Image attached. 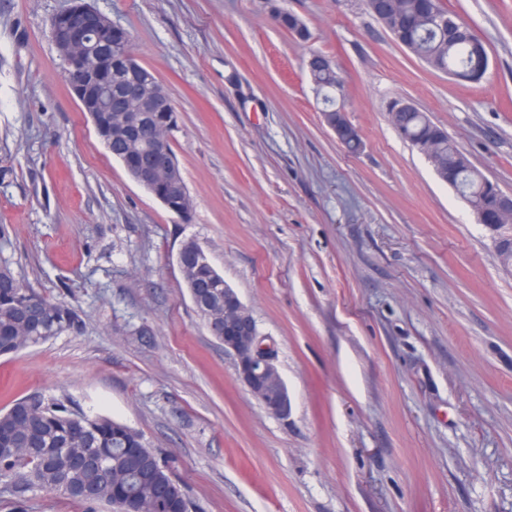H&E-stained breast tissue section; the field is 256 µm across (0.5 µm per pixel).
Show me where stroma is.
I'll return each instance as SVG.
<instances>
[{
	"mask_svg": "<svg viewBox=\"0 0 512 512\" xmlns=\"http://www.w3.org/2000/svg\"><path fill=\"white\" fill-rule=\"evenodd\" d=\"M485 43L462 86L364 0H91L178 113L185 224L81 112L49 20L70 0H0V257L77 307L80 333L0 357V410L41 395L143 433L191 512H512V275L488 232L402 140L412 102L512 192V0H445ZM334 57L349 153L322 117L311 53ZM202 248L251 310L292 401L236 375L176 256ZM0 512H110L38 491Z\"/></svg>",
	"mask_w": 512,
	"mask_h": 512,
	"instance_id": "stroma-1",
	"label": "stroma"
}]
</instances>
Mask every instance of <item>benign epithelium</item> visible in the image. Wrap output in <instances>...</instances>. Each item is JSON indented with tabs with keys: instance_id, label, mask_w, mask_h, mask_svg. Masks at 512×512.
<instances>
[{
	"instance_id": "benign-epithelium-1",
	"label": "benign epithelium",
	"mask_w": 512,
	"mask_h": 512,
	"mask_svg": "<svg viewBox=\"0 0 512 512\" xmlns=\"http://www.w3.org/2000/svg\"><path fill=\"white\" fill-rule=\"evenodd\" d=\"M121 26L92 7L88 0H72L66 10L56 14L51 31L53 43L64 64L66 80L75 94L79 108L99 129L104 112H141L145 96L144 69L127 46V39L112 41ZM118 59L129 75L124 103L112 105V62ZM156 93L155 106L165 110L172 105L159 77L149 78ZM338 142L359 141L361 135L351 122L330 127ZM171 157L156 149L151 165L134 173L133 179L144 187L165 177ZM491 202L477 212V220L490 233L493 250L501 269L512 274V193L496 184L488 185ZM235 359L239 380L266 411L286 419L292 403L288 387L278 366L274 347L266 342L248 307L233 288L224 286V331L212 330Z\"/></svg>"
}]
</instances>
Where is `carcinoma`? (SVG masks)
<instances>
[{
	"label": "carcinoma",
	"mask_w": 512,
	"mask_h": 512,
	"mask_svg": "<svg viewBox=\"0 0 512 512\" xmlns=\"http://www.w3.org/2000/svg\"><path fill=\"white\" fill-rule=\"evenodd\" d=\"M448 13L444 0L427 5L425 0H378L369 11L378 22L407 44L413 54L430 67L452 73L459 81L478 83L487 70L485 45L460 18L452 29L429 23L426 8ZM316 87L329 104L328 118H336L333 90L336 68L310 72ZM388 116L399 135L414 145L428 140L437 128L419 109L389 110ZM146 129L139 136L112 141V155L127 164H150L154 149H171L170 127L177 125L176 112H144ZM436 157L451 161L462 155L446 135L434 141ZM460 196L470 210L477 211L484 200L485 176L463 164L455 170ZM155 192L165 199L168 211L192 220L193 204L188 192L169 189L158 182ZM196 243L183 245L188 276L196 287L189 289L205 323L211 311L224 310V276L206 263L192 258ZM83 327L79 311L64 301H52L21 284L8 261H0V356L48 341L63 333H77ZM145 443L143 434L101 414H87L57 399L32 396L0 411V490L21 500L30 493H58L83 504H97L110 497L116 479L126 485L130 502L113 506V512H164L168 501L185 500L183 486L169 466L150 453L152 474L140 478L125 456L124 442Z\"/></svg>",
	"instance_id": "cac0c4a2"
}]
</instances>
